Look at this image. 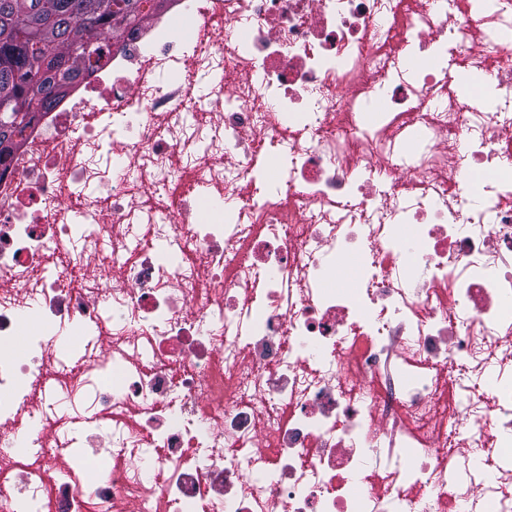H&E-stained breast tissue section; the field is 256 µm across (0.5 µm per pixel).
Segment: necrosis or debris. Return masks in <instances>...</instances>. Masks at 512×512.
I'll return each mask as SVG.
<instances>
[{"instance_id":"obj_1","label":"necrosis or debris","mask_w":512,"mask_h":512,"mask_svg":"<svg viewBox=\"0 0 512 512\" xmlns=\"http://www.w3.org/2000/svg\"><path fill=\"white\" fill-rule=\"evenodd\" d=\"M173 9L204 55L141 0L0 170V441L22 450L0 455V512H512V181L477 177L512 148V0ZM260 143L288 149V195L258 189ZM197 182L226 222L197 213ZM356 243L371 279L324 287ZM67 322L121 380L58 371ZM50 379L93 386L112 423L94 482L55 465ZM39 328V322L33 315H27L22 320L20 331L15 337L14 341L16 351L14 349L13 350L16 354L18 353L24 358L28 357L31 339L34 337L33 335L38 331ZM18 347L19 349H17Z\"/></svg>"}]
</instances>
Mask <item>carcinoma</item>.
<instances>
[{
    "label": "carcinoma",
    "instance_id": "carcinoma-1",
    "mask_svg": "<svg viewBox=\"0 0 512 512\" xmlns=\"http://www.w3.org/2000/svg\"><path fill=\"white\" fill-rule=\"evenodd\" d=\"M141 0H0V67L18 75L16 95L34 113L51 109L66 95L82 63H99L129 27L142 20ZM11 145L0 148V162L16 148L15 137L31 123L0 114Z\"/></svg>",
    "mask_w": 512,
    "mask_h": 512
}]
</instances>
